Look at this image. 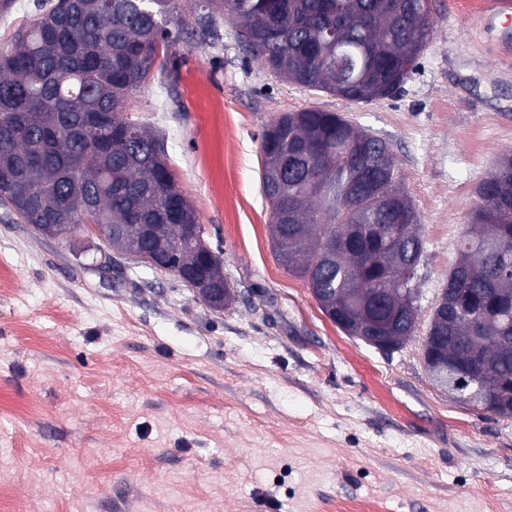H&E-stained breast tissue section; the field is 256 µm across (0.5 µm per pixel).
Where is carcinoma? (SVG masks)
I'll use <instances>...</instances> for the list:
<instances>
[{
	"label": "carcinoma",
	"mask_w": 512,
	"mask_h": 512,
	"mask_svg": "<svg viewBox=\"0 0 512 512\" xmlns=\"http://www.w3.org/2000/svg\"><path fill=\"white\" fill-rule=\"evenodd\" d=\"M203 2L207 13L196 18L203 33L217 36L214 15L222 10L242 22L253 56L279 77L356 102L394 96L432 35L429 0ZM186 24L178 0H52L20 30L0 54V170L15 181L0 204L26 224H65L67 235L84 210L101 224H153L175 262H197L186 226L199 234L203 228L162 142L123 116ZM334 30L341 51L358 59L342 82L324 59ZM261 152L276 260L316 291L322 311L361 326L376 298L405 308L404 289L416 272L382 261L394 238L406 260L422 259L423 242L390 145L336 112L306 108L267 126ZM478 196L422 345L436 342L462 359L479 354L483 388L492 395L512 377V342L474 334L443 307L457 291L512 298V155L497 162ZM353 224L378 229L362 254L336 246ZM484 321L512 336V308Z\"/></svg>",
	"instance_id": "obj_1"
}]
</instances>
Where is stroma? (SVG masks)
Wrapping results in <instances>:
<instances>
[{"label":"stroma","mask_w":512,"mask_h":512,"mask_svg":"<svg viewBox=\"0 0 512 512\" xmlns=\"http://www.w3.org/2000/svg\"><path fill=\"white\" fill-rule=\"evenodd\" d=\"M493 0H432L433 36L393 98L286 82L239 23L190 28L125 115L150 125L234 293L210 307L101 241L32 232L0 206V503L7 512H512V419L431 386L420 337L348 336L276 262L261 136L279 114L340 113L390 144L422 224L428 316L512 152V25Z\"/></svg>","instance_id":"stroma-1"}]
</instances>
